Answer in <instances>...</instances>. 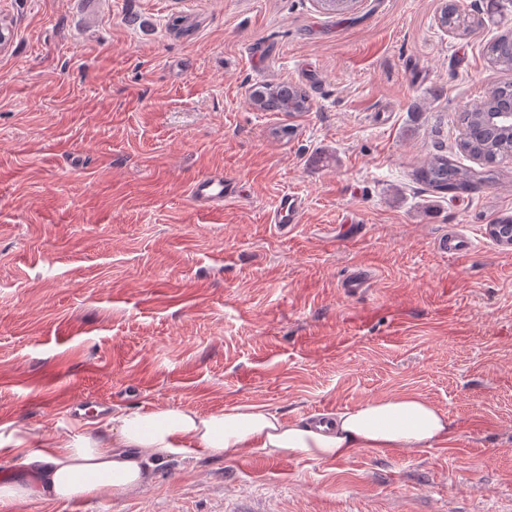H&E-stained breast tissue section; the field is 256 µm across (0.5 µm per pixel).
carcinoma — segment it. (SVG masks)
I'll return each instance as SVG.
<instances>
[{"instance_id":"cac0c4a2","label":"carcinoma","mask_w":512,"mask_h":512,"mask_svg":"<svg viewBox=\"0 0 512 512\" xmlns=\"http://www.w3.org/2000/svg\"><path fill=\"white\" fill-rule=\"evenodd\" d=\"M490 59L505 68H512V34H504L487 45ZM512 99V84L505 83L489 88L482 99L464 110L459 122L464 136L458 151L478 158L489 171H494L502 161L512 157V125L488 127L486 114L502 110ZM251 103L269 112H307L310 101L306 92L291 84L265 87L251 96ZM415 179L438 194L451 193L458 197L477 190L484 182L481 172L457 163L444 153H435L415 170Z\"/></svg>"}]
</instances>
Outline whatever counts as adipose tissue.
Returning <instances> with one entry per match:
<instances>
[{
  "label": "adipose tissue",
  "mask_w": 512,
  "mask_h": 512,
  "mask_svg": "<svg viewBox=\"0 0 512 512\" xmlns=\"http://www.w3.org/2000/svg\"><path fill=\"white\" fill-rule=\"evenodd\" d=\"M447 414L417 395L368 400L315 426L254 404L208 415L177 408H132L92 421L79 434L36 440L0 426L10 466L0 471V512L36 497L46 502L124 495L150 483L155 465L192 448L233 457L246 450L291 459L338 460L360 448H432L451 440Z\"/></svg>",
  "instance_id": "ef3b65f1"
}]
</instances>
